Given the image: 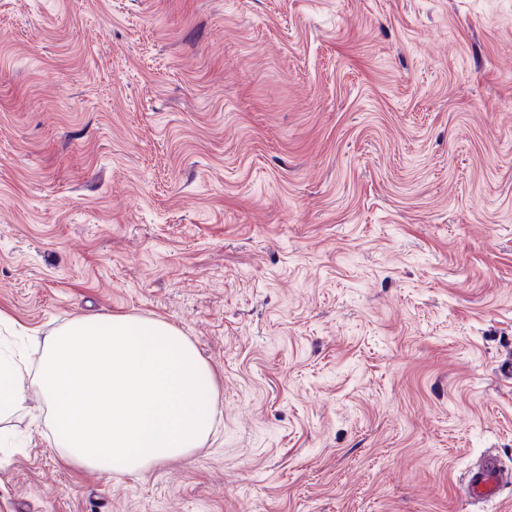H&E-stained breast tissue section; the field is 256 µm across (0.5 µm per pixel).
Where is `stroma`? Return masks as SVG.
I'll return each instance as SVG.
<instances>
[{
    "label": "stroma",
    "mask_w": 512,
    "mask_h": 512,
    "mask_svg": "<svg viewBox=\"0 0 512 512\" xmlns=\"http://www.w3.org/2000/svg\"><path fill=\"white\" fill-rule=\"evenodd\" d=\"M160 319L217 412L124 475L37 351ZM0 512H471L512 465V0H0ZM0 415L26 407L27 390L24 386L21 368L15 362L0 357ZM5 402V403H4ZM512 485V470H506L496 454L485 455L475 467H469L463 478L465 493L472 503L493 502L499 496L503 484Z\"/></svg>",
    "instance_id": "stroma-1"
}]
</instances>
